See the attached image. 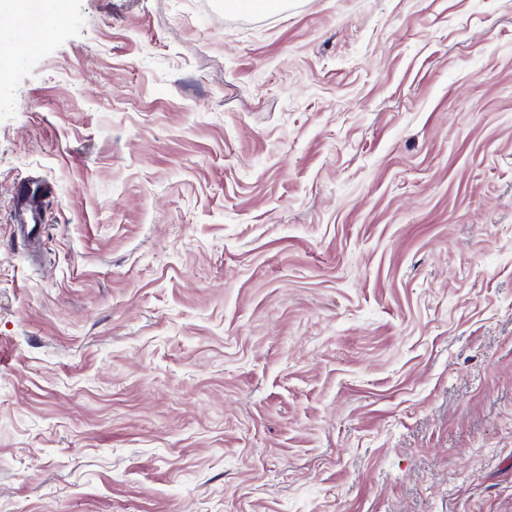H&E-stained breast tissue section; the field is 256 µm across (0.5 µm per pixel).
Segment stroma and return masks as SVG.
Instances as JSON below:
<instances>
[{
  "label": "stroma",
  "mask_w": 512,
  "mask_h": 512,
  "mask_svg": "<svg viewBox=\"0 0 512 512\" xmlns=\"http://www.w3.org/2000/svg\"><path fill=\"white\" fill-rule=\"evenodd\" d=\"M56 2L0 14V512H512V0ZM49 0H20L17 3H5L4 9L13 10L15 16H25L32 32L41 34L43 31L57 25L63 18L60 10L49 5ZM48 194V188L41 182H28L16 189L17 207L14 211L12 224H20L28 238L36 239L37 224H44L39 205Z\"/></svg>",
  "instance_id": "obj_1"
}]
</instances>
